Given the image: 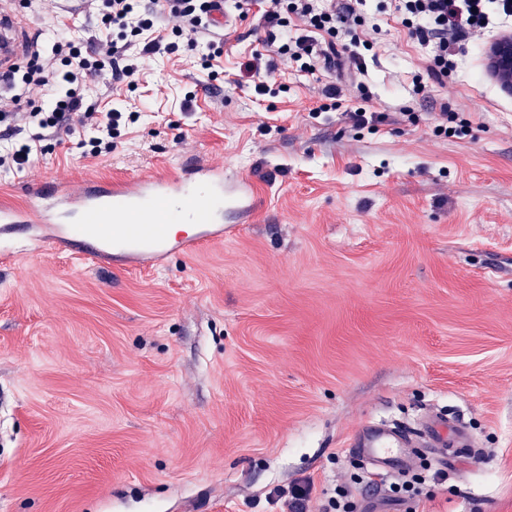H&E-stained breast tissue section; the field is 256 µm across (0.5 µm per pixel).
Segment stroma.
<instances>
[{
    "instance_id": "obj_1",
    "label": "stroma",
    "mask_w": 512,
    "mask_h": 512,
    "mask_svg": "<svg viewBox=\"0 0 512 512\" xmlns=\"http://www.w3.org/2000/svg\"><path fill=\"white\" fill-rule=\"evenodd\" d=\"M102 9H25L24 38L51 40L70 13L88 43ZM393 10L369 0L377 43L338 107H320L326 71L247 76L265 32L232 10L217 78L184 47L141 58L135 89L87 81L86 107L136 116L111 152L91 154L89 129L0 167V201L19 205L33 184L201 159L224 170L233 229L130 269L16 257L0 235V512H286L276 489L304 478L325 512L337 490L361 503L403 481L366 486L352 449L367 426L430 411L473 446L445 463L418 449L409 507L512 512V93L484 55L512 18L418 94L430 51ZM357 106L387 118L350 128ZM444 106L463 138L436 136Z\"/></svg>"
}]
</instances>
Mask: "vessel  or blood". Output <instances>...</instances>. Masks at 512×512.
I'll return each mask as SVG.
<instances>
[{"instance_id": "vessel-or-blood-1", "label": "vessel or blood", "mask_w": 512, "mask_h": 512, "mask_svg": "<svg viewBox=\"0 0 512 512\" xmlns=\"http://www.w3.org/2000/svg\"><path fill=\"white\" fill-rule=\"evenodd\" d=\"M18 15L0 17V31L8 33L0 47V67L13 64L25 50ZM201 180L161 171L135 180L104 185L84 180L76 184H39L29 190L24 208H0V232L19 242L68 252L93 262L112 257L129 264L154 265L174 249L191 255L204 244L224 238V171L197 164ZM194 225L193 234L171 236L172 224ZM427 447L448 454V438H464V429L431 415L422 424ZM411 433L381 422L374 426L359 453L375 469L392 475L412 463Z\"/></svg>"}]
</instances>
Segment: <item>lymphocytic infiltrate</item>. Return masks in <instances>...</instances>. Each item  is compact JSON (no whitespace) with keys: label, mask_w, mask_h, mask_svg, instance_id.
Returning <instances> with one entry per match:
<instances>
[{"label":"lymphocytic infiltrate","mask_w":512,"mask_h":512,"mask_svg":"<svg viewBox=\"0 0 512 512\" xmlns=\"http://www.w3.org/2000/svg\"><path fill=\"white\" fill-rule=\"evenodd\" d=\"M106 6L104 25L113 37L91 54L82 55L62 22L56 37L32 52L26 74L14 66L0 71V122L5 125L0 139L12 144L0 154V166L24 169L31 162L34 142L86 127L96 131L89 140L93 153H101L122 114L83 111L78 89L87 78H133L139 56L171 55L184 43L192 48L205 44L209 62L222 54L220 43L209 38L217 0H106ZM366 6L367 0H326L322 5L316 0H238L237 11L244 19L257 10L266 45L284 62L310 74L321 64L336 72L337 82L321 89L323 99L335 101L342 93L340 79L363 71V54L374 46ZM395 10L410 37L431 47L425 74L440 83L452 71L463 41L479 39L494 18L512 17V0H396ZM292 15L305 23L295 35L288 32ZM23 101L29 110L22 119L34 132L30 140L16 144L12 138L17 128L8 119L11 108Z\"/></svg>","instance_id":"obj_1"}]
</instances>
